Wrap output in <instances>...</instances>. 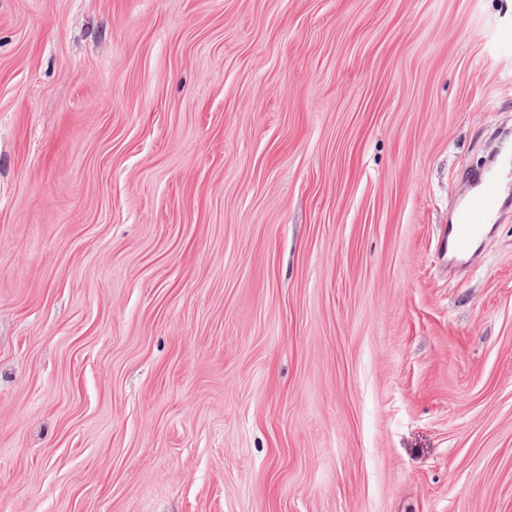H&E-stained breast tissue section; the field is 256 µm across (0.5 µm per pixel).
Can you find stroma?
I'll use <instances>...</instances> for the list:
<instances>
[{
  "mask_svg": "<svg viewBox=\"0 0 512 512\" xmlns=\"http://www.w3.org/2000/svg\"><path fill=\"white\" fill-rule=\"evenodd\" d=\"M512 0H0V512H512ZM479 188L467 199L458 213L456 224L448 228V248L467 255L471 252L475 239L483 230L480 224L487 215L494 214L503 197L501 185L490 174L476 175Z\"/></svg>",
  "mask_w": 512,
  "mask_h": 512,
  "instance_id": "35a3bbf8",
  "label": "stroma"
}]
</instances>
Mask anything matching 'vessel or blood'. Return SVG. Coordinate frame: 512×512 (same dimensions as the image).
Returning a JSON list of instances; mask_svg holds the SVG:
<instances>
[{"label":"vessel or blood","mask_w":512,"mask_h":512,"mask_svg":"<svg viewBox=\"0 0 512 512\" xmlns=\"http://www.w3.org/2000/svg\"><path fill=\"white\" fill-rule=\"evenodd\" d=\"M479 188L469 196L455 224L448 228V246L461 255L469 254L482 232L483 219L494 214L503 197L502 188L492 175H477Z\"/></svg>","instance_id":"obj_1"}]
</instances>
